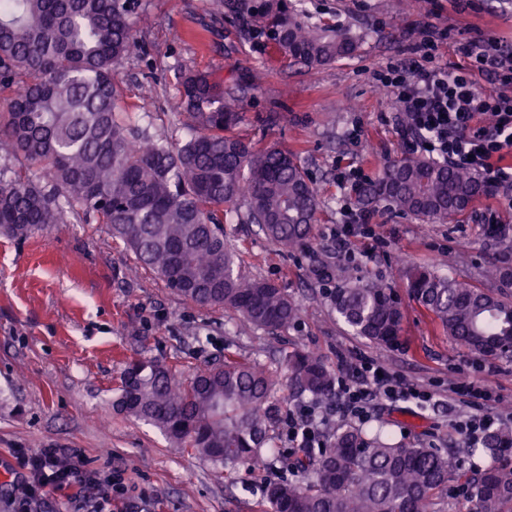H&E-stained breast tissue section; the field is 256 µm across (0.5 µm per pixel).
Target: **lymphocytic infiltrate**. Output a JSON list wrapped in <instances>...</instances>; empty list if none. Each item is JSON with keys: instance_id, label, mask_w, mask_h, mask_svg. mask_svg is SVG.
Masks as SVG:
<instances>
[{"instance_id": "obj_1", "label": "lymphocytic infiltrate", "mask_w": 512, "mask_h": 512, "mask_svg": "<svg viewBox=\"0 0 512 512\" xmlns=\"http://www.w3.org/2000/svg\"><path fill=\"white\" fill-rule=\"evenodd\" d=\"M442 32L424 39L419 50L423 65L406 69L388 64L373 74L389 88L400 109L399 133L415 149L449 165L484 175L496 188L502 204L512 208V55L495 38H475L459 43L462 65L451 67L436 60ZM487 76L495 90L478 89L476 80ZM357 383L338 381V408L345 415L365 420L370 401H430L432 392L405 387L383 374L370 357L354 365ZM27 470L28 496L46 495L71 486L77 468L74 455L58 448H42L21 455Z\"/></svg>"}]
</instances>
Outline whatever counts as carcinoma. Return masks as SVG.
Listing matches in <instances>:
<instances>
[{
    "label": "carcinoma",
    "instance_id": "1",
    "mask_svg": "<svg viewBox=\"0 0 512 512\" xmlns=\"http://www.w3.org/2000/svg\"><path fill=\"white\" fill-rule=\"evenodd\" d=\"M139 0H0V87L18 88L0 113V234L26 238L72 216L104 224L137 262L201 307L239 313L256 329L293 324L294 301L275 283L246 277L224 239V208L257 224L288 250L313 238L318 190L294 154L233 133L239 99L209 73H178L186 140L142 143L144 130L120 112L116 66L144 53L135 34ZM282 57L310 67L352 57L360 38L320 28L284 3L255 8ZM487 190L471 172L409 153L368 191L420 219L454 220ZM407 294L451 338L481 356L512 353V301L424 267L406 272ZM339 318L381 349L400 344L403 312L376 280L336 289ZM288 379L317 401L336 378L312 352L287 353ZM272 368L226 359L188 382L142 359L127 361L116 406L231 474L263 466L270 448ZM512 423L483 439L496 461L466 478L476 512H512ZM296 481L270 483L261 512H440L451 465L436 448H416L349 425L329 446L295 449Z\"/></svg>",
    "mask_w": 512,
    "mask_h": 512
}]
</instances>
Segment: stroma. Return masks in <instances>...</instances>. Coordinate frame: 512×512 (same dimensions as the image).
<instances>
[{
    "mask_svg": "<svg viewBox=\"0 0 512 512\" xmlns=\"http://www.w3.org/2000/svg\"><path fill=\"white\" fill-rule=\"evenodd\" d=\"M298 11L315 25L350 30L362 40L360 53L311 68L278 57L249 13L215 15L204 0H141L135 28L147 53L115 70L124 111L150 102L149 116L139 121L150 138L182 142L185 116L175 75L209 71L234 85L241 100L236 134L288 148L309 172L321 208L308 245L281 251L256 225L224 217V235L243 274L283 288L300 308L296 322L269 333L231 310L196 305L141 268L102 224L71 218L27 239L0 234V464L11 473L0 480V512H94L100 495L73 486L28 497L27 473L16 459L22 448L80 450L81 472L112 477V512H256L266 484L291 479L292 471L280 464L241 466L225 479L223 467L174 447L156 428L121 412L120 376L132 358L157 361L186 381L227 357L275 362L295 350L320 356L346 381L351 364L370 356L395 379L433 392L432 404L372 401L366 424H386L396 439L447 453L456 476L442 496V512H471L462 477L489 458L458 424L477 412L512 421V356L478 358L450 338L409 299L404 272L429 267L498 291L483 272L505 245L475 221L476 213L497 208L495 197L478 198L449 223L375 203L376 237L353 238L350 262L339 259L329 233L341 221V200L361 205L359 195L337 186V170L358 165L377 179L409 151L391 122L396 105L375 84L374 71L392 61L422 64L411 46L430 26L448 32L438 47L443 63L457 62V41L479 34L512 49V0H424L418 8L407 0H301ZM355 278L382 281L398 293L404 311L399 347L376 348L337 317L332 296ZM464 375L498 402L477 410L449 400L450 378ZM275 400L270 434L285 456L292 451L289 414L314 407L325 418L324 436L348 422L335 402H314L285 380Z\"/></svg>",
    "mask_w": 512,
    "mask_h": 512,
    "instance_id": "1",
    "label": "stroma"
}]
</instances>
